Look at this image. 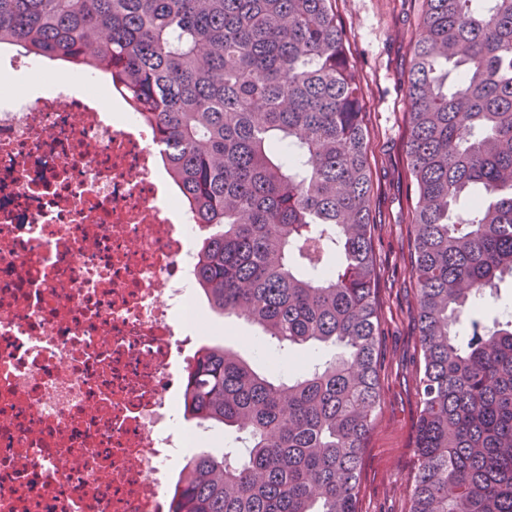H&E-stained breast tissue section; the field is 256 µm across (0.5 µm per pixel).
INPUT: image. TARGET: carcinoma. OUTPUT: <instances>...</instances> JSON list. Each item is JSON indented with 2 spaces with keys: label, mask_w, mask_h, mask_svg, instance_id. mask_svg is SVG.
<instances>
[{
  "label": "carcinoma",
  "mask_w": 512,
  "mask_h": 512,
  "mask_svg": "<svg viewBox=\"0 0 512 512\" xmlns=\"http://www.w3.org/2000/svg\"><path fill=\"white\" fill-rule=\"evenodd\" d=\"M407 84L423 368L410 512H512V0H425ZM336 0H0V44L86 66L153 126L206 235L209 310L279 348L202 347L183 411L235 434L196 448L171 512H359L380 407V319L359 85ZM468 323L462 337L457 330Z\"/></svg>",
  "instance_id": "cac0c4a2"
}]
</instances>
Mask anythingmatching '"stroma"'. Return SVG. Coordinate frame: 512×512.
Segmentation results:
<instances>
[{
	"mask_svg": "<svg viewBox=\"0 0 512 512\" xmlns=\"http://www.w3.org/2000/svg\"><path fill=\"white\" fill-rule=\"evenodd\" d=\"M424 0H336V20L360 87L372 181L371 222L379 336L380 408L366 441L359 512H409L412 444L422 352L417 284L409 254L412 202L406 160L405 88ZM205 335L256 366L275 356L258 330L206 313Z\"/></svg>",
	"mask_w": 512,
	"mask_h": 512,
	"instance_id": "35a3bbf8",
	"label": "stroma"
}]
</instances>
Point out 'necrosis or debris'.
Returning <instances> with one entry per match:
<instances>
[{
  "label": "necrosis or debris",
  "instance_id": "4bbe7bcc",
  "mask_svg": "<svg viewBox=\"0 0 512 512\" xmlns=\"http://www.w3.org/2000/svg\"><path fill=\"white\" fill-rule=\"evenodd\" d=\"M150 128L0 92V512H168L208 426L184 418L193 225Z\"/></svg>",
  "mask_w": 512,
  "mask_h": 512
}]
</instances>
